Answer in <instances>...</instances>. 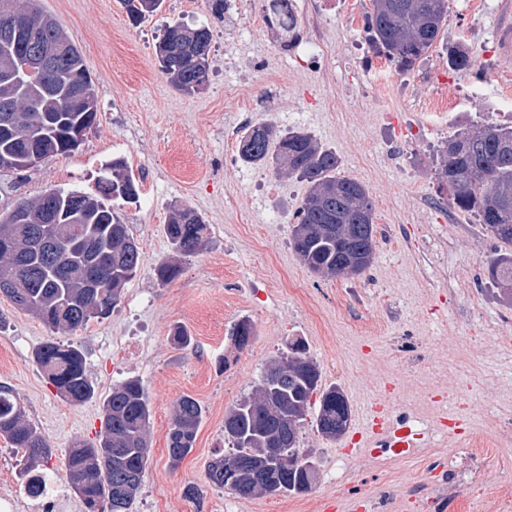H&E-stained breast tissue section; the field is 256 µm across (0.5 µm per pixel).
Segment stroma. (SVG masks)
Masks as SVG:
<instances>
[{
  "label": "stroma",
  "instance_id": "stroma-1",
  "mask_svg": "<svg viewBox=\"0 0 512 512\" xmlns=\"http://www.w3.org/2000/svg\"><path fill=\"white\" fill-rule=\"evenodd\" d=\"M209 0H164L131 23L119 0H38L80 46L98 101L96 124L79 149L22 173L0 171V206L49 189L97 196L106 164L122 161L137 199L113 206L129 225L140 270L104 319L55 333L0 295V386L8 387L53 448L48 493L65 494L64 512H85L65 469L75 441L104 429L113 385L141 379L151 407L149 459L133 512H418L415 485L460 445L438 433L416 454L388 464L346 454L366 405L384 395L398 421L436 422L440 414L468 434L495 438L512 421V307L487 278L488 261L512 250L477 218L451 208L435 178L438 149L476 123L512 125V0H448L437 47L407 71L379 69L366 42L371 0H293L301 36L283 51L266 22L271 0H228L215 17ZM212 32L209 81L186 95L159 68L155 44L165 24ZM475 51L472 69L448 65L450 46ZM311 132L340 160L339 175L368 189L376 225L370 267L352 278L313 273L290 245L308 185L240 161L248 123ZM199 214L205 248L179 258L181 273L162 285L155 267L171 257L165 226L174 209ZM249 319L254 334L237 349L231 332ZM186 327L188 349L170 332ZM302 338L323 386L339 387L352 417L349 435L303 430L302 447L319 461L314 490L299 497L243 498L215 485L211 461L229 448L224 418L250 395L287 341ZM79 345L97 385L95 399L64 400L33 361L43 343ZM205 414L192 452L171 467L167 436L182 396ZM479 472L495 492L472 483L446 489L472 512H512V444Z\"/></svg>",
  "mask_w": 512,
  "mask_h": 512
}]
</instances>
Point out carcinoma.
Returning <instances> with one entry per match:
<instances>
[{
	"label": "carcinoma",
	"instance_id": "obj_1",
	"mask_svg": "<svg viewBox=\"0 0 512 512\" xmlns=\"http://www.w3.org/2000/svg\"><path fill=\"white\" fill-rule=\"evenodd\" d=\"M12 11L0 12V61L7 60L18 77L0 76V157L20 156L31 146L46 157L74 151L66 138L80 125L97 120L93 81L73 37L54 24L30 25L28 9L12 0ZM135 22L157 12L163 0H121ZM448 18V0H372L364 32L369 44L399 67L408 69L426 55ZM268 25L288 33L296 23L290 0H273ZM212 34L175 21L164 27L156 44L160 69L173 86L187 94L198 92L208 80L209 63L198 54L209 52ZM42 41L58 52L52 68L36 76L24 73L26 56ZM472 50L458 45L448 62L458 69L472 67ZM250 164L268 165L309 186L291 229V246L308 268L324 276H356L374 256L373 203L365 187L337 174L339 158L304 130L278 131L260 124L247 130L239 148ZM99 180L102 199L84 197V210L74 218L67 211L71 193L47 190L27 203L33 223H16L15 208L0 211V294L18 309L61 332L73 331L95 318L108 316L119 304L126 284L140 267L139 248L128 225L105 200L137 196L134 180L120 162L105 166ZM437 179L448 189L452 208L471 212L503 242L512 244V126L477 124L449 137L440 149ZM58 224L43 223L47 213ZM168 242L180 256L199 252L206 244L207 227L191 210L174 214L165 225ZM489 278L501 299L512 306V254L489 261ZM95 272L112 275V292L98 298L101 287ZM180 266L169 260L155 268L157 280H174ZM33 360L73 404L97 396L82 352L55 340L39 346ZM319 394L316 429L329 439L344 435L351 421L348 400L336 386L321 385V372L298 337L272 359L251 395L227 414L224 438L231 452L208 466L209 479L228 486L242 497L302 495L319 477V463L301 448L302 431ZM204 408L193 397L176 403L168 435L169 459L178 465L192 450ZM150 407L140 380L112 388L104 401V432L96 444L77 440L65 459L72 488L85 509L96 501L110 503V512H130L143 481L148 453ZM0 437L24 461L26 487L37 494L43 482L34 474L52 458L43 434L25 419L12 392L0 387ZM288 453V467L263 455L273 442Z\"/></svg>",
	"mask_w": 512,
	"mask_h": 512
}]
</instances>
